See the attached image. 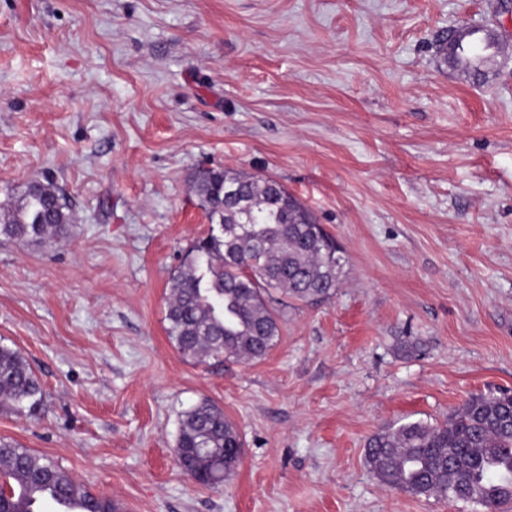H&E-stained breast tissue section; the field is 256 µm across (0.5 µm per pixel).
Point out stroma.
Returning <instances> with one entry per match:
<instances>
[{
    "mask_svg": "<svg viewBox=\"0 0 512 512\" xmlns=\"http://www.w3.org/2000/svg\"><path fill=\"white\" fill-rule=\"evenodd\" d=\"M461 26L512 45L499 0H0V203L47 179L74 217L0 237V344L43 387L0 438L122 512H484L365 462L382 428L512 389V53L456 67L437 38ZM202 167L277 180L348 257L256 363L167 335ZM204 398L243 441L220 488L175 459Z\"/></svg>",
    "mask_w": 512,
    "mask_h": 512,
    "instance_id": "stroma-1",
    "label": "stroma"
}]
</instances>
